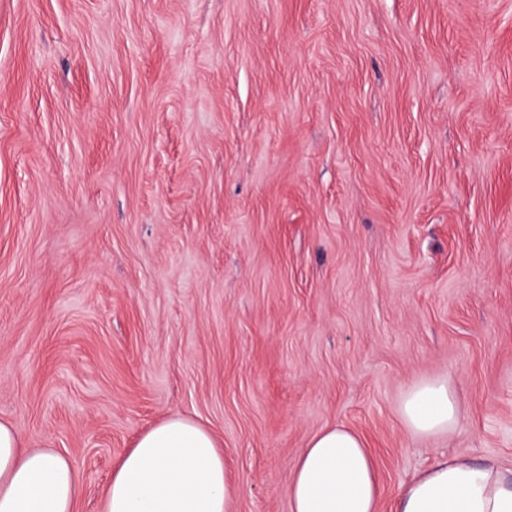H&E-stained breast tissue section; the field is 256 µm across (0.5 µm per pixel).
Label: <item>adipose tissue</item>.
<instances>
[{"label":"adipose tissue","instance_id":"1","mask_svg":"<svg viewBox=\"0 0 512 512\" xmlns=\"http://www.w3.org/2000/svg\"><path fill=\"white\" fill-rule=\"evenodd\" d=\"M447 378L407 391L400 415L420 437L450 431L458 420ZM77 470L52 448L27 447L0 421V512H76ZM380 471L365 439L327 427L308 441L288 481L289 512H378ZM104 512H231L224 448L201 422L181 416L142 432L117 462ZM395 512H512V469L464 456H439L401 487Z\"/></svg>","mask_w":512,"mask_h":512}]
</instances>
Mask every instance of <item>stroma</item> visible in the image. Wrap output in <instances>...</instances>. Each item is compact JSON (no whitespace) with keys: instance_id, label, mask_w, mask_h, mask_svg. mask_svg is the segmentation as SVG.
<instances>
[{"instance_id":"stroma-1","label":"stroma","mask_w":512,"mask_h":512,"mask_svg":"<svg viewBox=\"0 0 512 512\" xmlns=\"http://www.w3.org/2000/svg\"><path fill=\"white\" fill-rule=\"evenodd\" d=\"M448 377L459 420L400 402ZM233 512L342 425L380 512L512 467V0H0V420L103 512L171 416ZM455 389L448 377L429 379L407 391L400 415L406 428L420 437H432L450 431L458 420Z\"/></svg>"}]
</instances>
